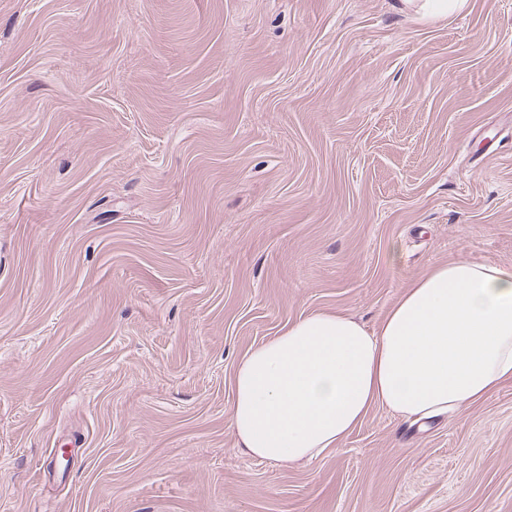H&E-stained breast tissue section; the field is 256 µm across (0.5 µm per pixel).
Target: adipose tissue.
Returning a JSON list of instances; mask_svg holds the SVG:
<instances>
[{
    "label": "adipose tissue",
    "instance_id": "obj_1",
    "mask_svg": "<svg viewBox=\"0 0 512 512\" xmlns=\"http://www.w3.org/2000/svg\"><path fill=\"white\" fill-rule=\"evenodd\" d=\"M512 382V270L432 267L375 332L315 312L250 347L233 376L228 426L238 448L304 464L338 447L375 406L427 420Z\"/></svg>",
    "mask_w": 512,
    "mask_h": 512
}]
</instances>
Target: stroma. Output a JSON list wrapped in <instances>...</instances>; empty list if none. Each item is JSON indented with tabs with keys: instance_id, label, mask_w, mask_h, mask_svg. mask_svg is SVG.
Returning a JSON list of instances; mask_svg holds the SVG:
<instances>
[{
	"instance_id": "1",
	"label": "stroma",
	"mask_w": 512,
	"mask_h": 512,
	"mask_svg": "<svg viewBox=\"0 0 512 512\" xmlns=\"http://www.w3.org/2000/svg\"><path fill=\"white\" fill-rule=\"evenodd\" d=\"M512 270V0H0V512H512V383L307 464L245 351ZM466 0H402L400 2L407 9L415 8L424 16L443 17L449 13L461 10Z\"/></svg>"
}]
</instances>
